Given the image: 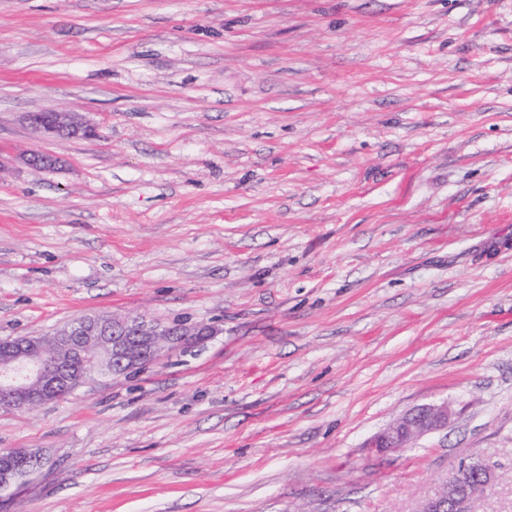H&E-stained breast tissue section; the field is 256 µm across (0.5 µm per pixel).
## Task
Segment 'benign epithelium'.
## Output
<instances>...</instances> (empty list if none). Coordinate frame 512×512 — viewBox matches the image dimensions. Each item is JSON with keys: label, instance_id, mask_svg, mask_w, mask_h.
I'll list each match as a JSON object with an SVG mask.
<instances>
[{"label": "benign epithelium", "instance_id": "7a95c632", "mask_svg": "<svg viewBox=\"0 0 512 512\" xmlns=\"http://www.w3.org/2000/svg\"><path fill=\"white\" fill-rule=\"evenodd\" d=\"M30 123L46 134H78L82 130V124L67 112L35 114L30 116ZM207 335L206 327L165 326L140 316L77 319L54 334V342L63 351L60 358H44L42 344L36 339L12 344L0 352V409L27 412L59 400L71 388L77 361L90 363L99 375L122 376ZM452 415L446 402L416 408L375 435L369 447L379 454L400 453L416 439L448 427ZM491 478L487 470L474 476L457 471L418 512H464L468 501Z\"/></svg>", "mask_w": 512, "mask_h": 512}]
</instances>
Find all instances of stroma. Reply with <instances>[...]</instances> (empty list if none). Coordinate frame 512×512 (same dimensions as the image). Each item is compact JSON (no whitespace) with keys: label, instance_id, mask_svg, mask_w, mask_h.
Listing matches in <instances>:
<instances>
[{"label":"stroma","instance_id":"obj_1","mask_svg":"<svg viewBox=\"0 0 512 512\" xmlns=\"http://www.w3.org/2000/svg\"><path fill=\"white\" fill-rule=\"evenodd\" d=\"M112 313L213 334L0 411V512H512V0H0V340ZM30 123L35 130L46 134L54 133L60 135L71 133L79 135L83 128L82 124L67 112H46L44 114L31 115ZM453 411L448 403L425 405L416 408L384 431L376 434L369 443L378 454H396L409 448L417 439L428 433L448 427ZM4 456L5 454L2 452L0 460V491L9 489L21 480L38 473L43 466V459L41 457L36 459L34 457L30 458L28 456H24L26 458L28 468L24 473V476L19 478L17 472L12 467L3 463ZM491 478L492 474L487 470L474 476H465L463 471H456L442 491L437 496L425 500L418 512L465 511L468 501L477 495Z\"/></svg>","mask_w":512,"mask_h":512}]
</instances>
